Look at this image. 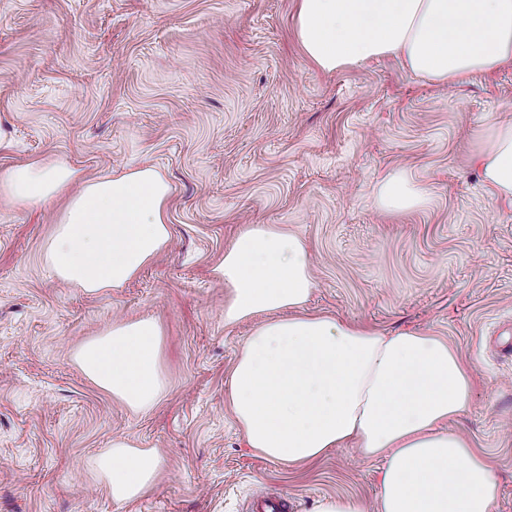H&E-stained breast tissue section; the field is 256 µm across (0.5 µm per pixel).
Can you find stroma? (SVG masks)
<instances>
[{"label":"stroma","mask_w":512,"mask_h":512,"mask_svg":"<svg viewBox=\"0 0 512 512\" xmlns=\"http://www.w3.org/2000/svg\"><path fill=\"white\" fill-rule=\"evenodd\" d=\"M296 0H0V170L60 159L87 177L150 166L171 184L169 249L125 288L59 282L41 259L60 204L0 197V512H247L253 495L317 512L375 502L382 460L333 448L291 467L247 447L227 400L254 320L224 322L214 269L247 224L306 244L310 311L446 340L474 369L453 421L486 452L512 512V205L483 186L480 127L512 120V64L447 86L396 58L324 73L292 32ZM403 168L428 206L381 210ZM152 317L170 388L151 411L113 402L74 351ZM123 435L162 458L138 500H113L91 459Z\"/></svg>","instance_id":"35a3bbf8"}]
</instances>
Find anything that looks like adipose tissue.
<instances>
[{
    "label": "adipose tissue",
    "instance_id": "obj_1",
    "mask_svg": "<svg viewBox=\"0 0 512 512\" xmlns=\"http://www.w3.org/2000/svg\"><path fill=\"white\" fill-rule=\"evenodd\" d=\"M293 33L324 72L386 57L445 86L512 63V0H297ZM472 163L498 200L512 203V123H485ZM172 187L152 167L85 178L61 160L36 159L0 172V196L37 211L62 201L42 259L63 283L98 294L125 287L172 239ZM427 188L409 172L388 173L380 209L426 206ZM224 321L255 319L231 372L227 399L247 445L291 466L355 442L383 459L379 496L368 504L331 496L318 512H491L499 484L488 457L451 421L471 406L473 374L440 337L391 335L313 314L317 281L305 243L268 224L244 227L217 267ZM163 331L152 318L113 323L81 344L83 374L127 409H153L169 390ZM91 466L119 503L151 489L161 459L125 437Z\"/></svg>",
    "mask_w": 512,
    "mask_h": 512
}]
</instances>
